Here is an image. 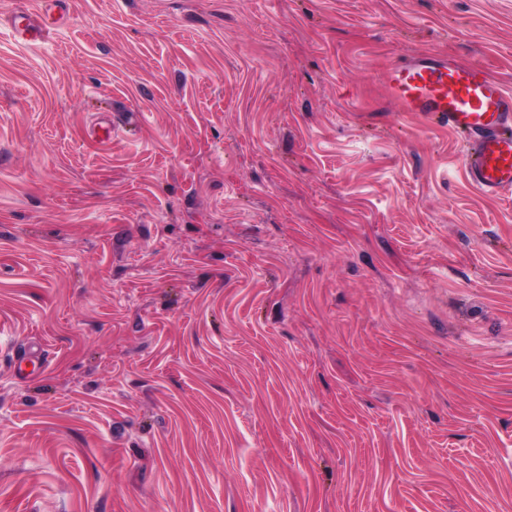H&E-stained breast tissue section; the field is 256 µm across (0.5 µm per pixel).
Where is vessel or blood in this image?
<instances>
[{
	"instance_id": "vessel-or-blood-1",
	"label": "vessel or blood",
	"mask_w": 512,
	"mask_h": 512,
	"mask_svg": "<svg viewBox=\"0 0 512 512\" xmlns=\"http://www.w3.org/2000/svg\"><path fill=\"white\" fill-rule=\"evenodd\" d=\"M15 36L27 43L49 38L52 29L21 11ZM404 111L436 118L464 139V168L470 185L484 196L512 195V91L479 63L420 54L391 64L384 73Z\"/></svg>"
}]
</instances>
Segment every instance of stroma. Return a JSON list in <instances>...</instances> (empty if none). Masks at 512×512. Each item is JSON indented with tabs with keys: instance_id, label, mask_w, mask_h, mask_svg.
Segmentation results:
<instances>
[{
	"instance_id": "1",
	"label": "stroma",
	"mask_w": 512,
	"mask_h": 512,
	"mask_svg": "<svg viewBox=\"0 0 512 512\" xmlns=\"http://www.w3.org/2000/svg\"><path fill=\"white\" fill-rule=\"evenodd\" d=\"M0 0V512H512V196L385 69L512 0ZM112 125V140L93 130ZM45 14L44 18L37 21L31 14L20 11L13 17V31L15 36L23 42L38 43L43 42L50 37L52 28L47 24Z\"/></svg>"
}]
</instances>
